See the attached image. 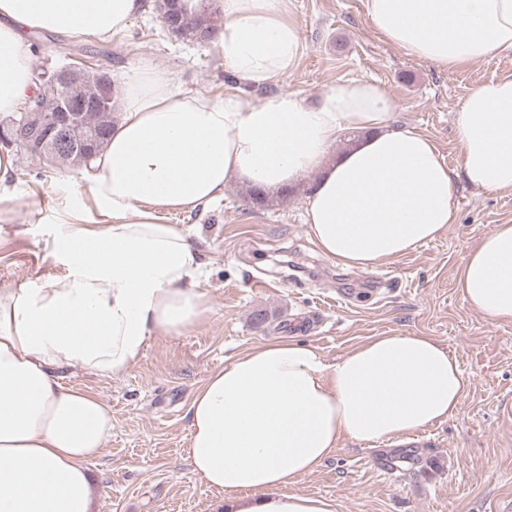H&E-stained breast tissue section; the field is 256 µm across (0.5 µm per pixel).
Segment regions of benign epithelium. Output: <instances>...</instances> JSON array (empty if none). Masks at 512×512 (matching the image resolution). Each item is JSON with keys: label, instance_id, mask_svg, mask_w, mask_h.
Here are the masks:
<instances>
[{"label": "benign epithelium", "instance_id": "obj_1", "mask_svg": "<svg viewBox=\"0 0 512 512\" xmlns=\"http://www.w3.org/2000/svg\"><path fill=\"white\" fill-rule=\"evenodd\" d=\"M78 74L76 66L53 70L43 84V93L54 98L55 111H43L39 96L28 111L10 115L0 126L1 134L4 126L11 127L9 145L51 167L70 153L87 155L96 150L102 136L98 128L88 123L89 109H107L109 101L88 97L79 85Z\"/></svg>", "mask_w": 512, "mask_h": 512}]
</instances>
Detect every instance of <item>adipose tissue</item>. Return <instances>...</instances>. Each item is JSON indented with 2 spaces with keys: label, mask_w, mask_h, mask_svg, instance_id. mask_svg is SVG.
I'll return each instance as SVG.
<instances>
[{
  "label": "adipose tissue",
  "mask_w": 512,
  "mask_h": 512,
  "mask_svg": "<svg viewBox=\"0 0 512 512\" xmlns=\"http://www.w3.org/2000/svg\"><path fill=\"white\" fill-rule=\"evenodd\" d=\"M219 13L215 43L237 80L263 87L301 56V24L287 0H185ZM142 0H0V115L39 87L29 60L43 32L103 40L124 31ZM370 26L443 70L512 49V0H365ZM396 104L373 81L339 79L316 102L295 93L258 101L185 94L143 64L123 76L112 135L88 164L90 201L62 221L74 247L65 287L0 288V512H94L87 463L112 434V411L65 385L79 368L109 377L142 357L150 337L179 335L208 310L204 264L162 211L220 202L242 183L272 191L307 171L305 222L319 252L347 268L382 264L455 223L452 174L433 140L395 126ZM468 183L512 190V75L483 83L454 114ZM357 138L343 151L347 132ZM463 302L512 321V224L469 251ZM468 379L429 336L385 333L325 364L277 336L211 372L188 408L187 459L224 495V512H336L332 501L288 492L341 437L356 443L411 434L453 417Z\"/></svg>",
  "instance_id": "1"
}]
</instances>
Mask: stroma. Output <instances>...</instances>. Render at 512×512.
I'll use <instances>...</instances> for the list:
<instances>
[{
  "label": "stroma",
  "mask_w": 512,
  "mask_h": 512,
  "mask_svg": "<svg viewBox=\"0 0 512 512\" xmlns=\"http://www.w3.org/2000/svg\"><path fill=\"white\" fill-rule=\"evenodd\" d=\"M118 36L93 43L86 65L121 79L147 63L192 95L223 99L239 89L215 45L170 37L152 7ZM302 27L297 67L280 81L247 88L257 99L294 92L315 101L337 79H368L396 102L400 124L436 143L453 173L457 219L435 241L372 269H344L321 255L304 222V197L318 178L302 175L288 196L247 203L241 185L191 212H168L201 250L200 288L210 310L183 334L149 339L127 372L100 377L77 368L65 384L112 410V434L89 463L96 512H219V493L187 460L188 408L210 372L274 336H291L335 363L383 333L429 336L469 379L457 414L398 440L371 445L341 438L335 453L290 490L333 500L337 512H512V322L471 310L457 288L469 250L495 225L512 224V192L470 186L460 170L453 116L478 84L512 73V49L442 70L388 43L368 23L364 0H288ZM8 202L15 219L0 230V288L63 286L69 268L55 250L58 216L87 194L79 167L52 169L13 155ZM349 304L336 306V295ZM267 312L255 327L256 310Z\"/></svg>",
  "instance_id": "stroma-1"
}]
</instances>
